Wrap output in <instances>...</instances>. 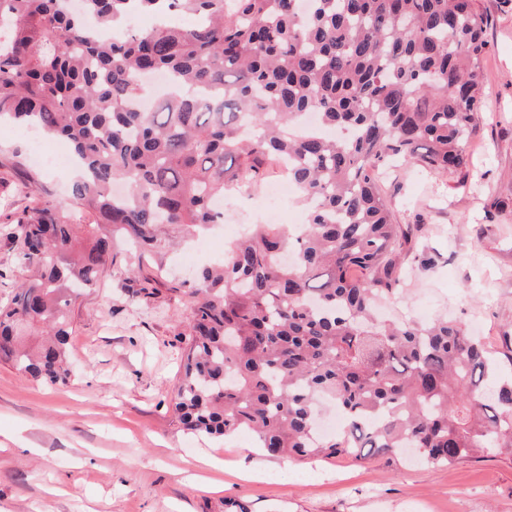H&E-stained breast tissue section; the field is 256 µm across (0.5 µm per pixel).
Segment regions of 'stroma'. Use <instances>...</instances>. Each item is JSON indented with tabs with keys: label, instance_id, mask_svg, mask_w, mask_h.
Listing matches in <instances>:
<instances>
[{
	"label": "stroma",
	"instance_id": "stroma-1",
	"mask_svg": "<svg viewBox=\"0 0 512 512\" xmlns=\"http://www.w3.org/2000/svg\"><path fill=\"white\" fill-rule=\"evenodd\" d=\"M489 21L481 83L485 112L471 139L467 187L418 167L389 165L380 186L398 223L418 225V261L387 313L448 317L481 336L502 378L512 340V0H479ZM0 179L24 192L0 200V220L36 202L69 199L71 165L44 167L16 128L0 131ZM224 231L204 251L180 249L140 294L127 247L71 304L73 375L52 387L0 360V512H512V455L489 452L432 467L398 456L291 461L254 438L183 432L172 411L180 338L197 270L221 262L239 224H291L295 201L258 210L230 198Z\"/></svg>",
	"mask_w": 512,
	"mask_h": 512
}]
</instances>
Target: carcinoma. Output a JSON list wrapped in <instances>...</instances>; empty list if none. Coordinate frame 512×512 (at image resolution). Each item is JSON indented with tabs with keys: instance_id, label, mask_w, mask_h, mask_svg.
<instances>
[{
	"instance_id": "1",
	"label": "carcinoma",
	"mask_w": 512,
	"mask_h": 512,
	"mask_svg": "<svg viewBox=\"0 0 512 512\" xmlns=\"http://www.w3.org/2000/svg\"><path fill=\"white\" fill-rule=\"evenodd\" d=\"M0 0V127L70 143L82 167L72 224L55 205L14 220L30 275L0 302V355L65 383L72 295L99 279L117 239L157 264L181 236L224 223L214 200L285 170L306 219L254 224L189 294L179 425L249 431L302 460L369 448L447 466L512 455V379L445 318L390 321L374 308L416 255L379 170L410 164L466 178L483 108L487 15L477 0ZM161 17L129 28L131 8ZM190 15L194 24L176 23ZM97 25L87 24L86 16ZM167 75L153 112L144 78ZM338 139L302 132L307 115ZM344 429L315 437L316 404Z\"/></svg>"
}]
</instances>
